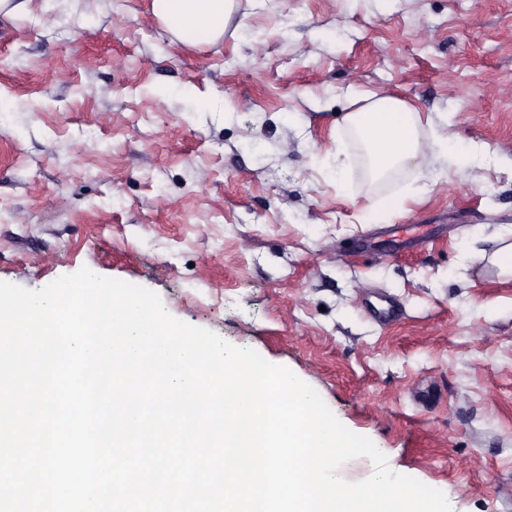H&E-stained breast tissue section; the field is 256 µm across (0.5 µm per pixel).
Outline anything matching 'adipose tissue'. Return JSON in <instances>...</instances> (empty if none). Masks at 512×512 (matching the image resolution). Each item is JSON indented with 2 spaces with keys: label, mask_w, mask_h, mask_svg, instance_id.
Here are the masks:
<instances>
[{
  "label": "adipose tissue",
  "mask_w": 512,
  "mask_h": 512,
  "mask_svg": "<svg viewBox=\"0 0 512 512\" xmlns=\"http://www.w3.org/2000/svg\"><path fill=\"white\" fill-rule=\"evenodd\" d=\"M234 0H152L154 19L173 34L197 44L220 39ZM369 151L372 169L384 175L398 165L437 157L447 150V140L421 139L420 113L390 96H376L367 108L346 115Z\"/></svg>",
  "instance_id": "1"
}]
</instances>
